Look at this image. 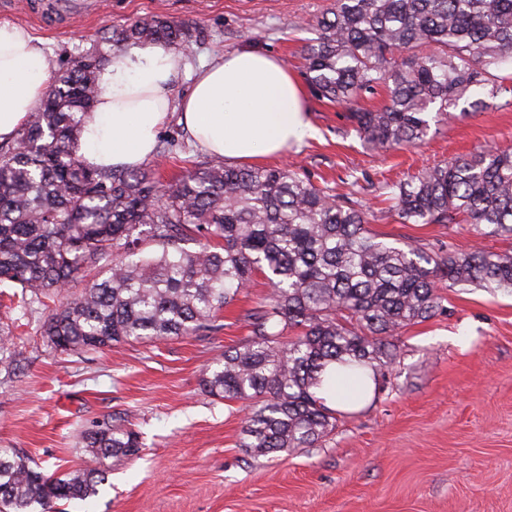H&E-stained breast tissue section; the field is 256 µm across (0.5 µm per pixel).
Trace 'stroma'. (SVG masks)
Returning a JSON list of instances; mask_svg holds the SVG:
<instances>
[{
	"label": "stroma",
	"instance_id": "35a3bbf8",
	"mask_svg": "<svg viewBox=\"0 0 512 512\" xmlns=\"http://www.w3.org/2000/svg\"><path fill=\"white\" fill-rule=\"evenodd\" d=\"M38 0L11 18L42 41L50 65L75 55L102 30L161 15L196 24L188 61L242 48L274 54L302 76L307 26L328 0H106L50 29L33 16ZM312 137L270 164H297L314 183L348 192L378 212L373 228L389 239L431 250L479 246L512 252V240L477 235L467 224H402L382 212L380 186L459 156L512 148V94L492 108L432 124L415 147L378 152L350 131L345 106L307 96ZM161 137L177 136L176 156L159 170L183 175L206 155L178 118ZM264 276L228 305L224 327L208 336L123 343L103 350L56 351L41 334L48 310L0 307L13 323L18 370L0 368V448L27 457L46 474L82 463L81 433L118 415L138 433L134 459L111 460L97 496L67 512H512V293L443 287L442 313L401 329L397 358L376 399L337 413L336 428L314 447L259 456L240 445L239 404L209 396L207 370L247 335L245 315L266 298Z\"/></svg>",
	"mask_w": 512,
	"mask_h": 512
}]
</instances>
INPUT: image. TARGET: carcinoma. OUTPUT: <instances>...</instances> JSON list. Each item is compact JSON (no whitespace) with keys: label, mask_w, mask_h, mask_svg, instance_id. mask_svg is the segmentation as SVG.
I'll return each mask as SVG.
<instances>
[{"label":"carcinoma","mask_w":512,"mask_h":512,"mask_svg":"<svg viewBox=\"0 0 512 512\" xmlns=\"http://www.w3.org/2000/svg\"><path fill=\"white\" fill-rule=\"evenodd\" d=\"M303 48L310 92L348 107L350 130L387 150L423 142L431 123L482 109L512 68V0H332ZM198 28L157 16L114 27L54 70L12 141L0 143V285L30 305L54 296L42 335L59 351L154 343L223 329L220 313L262 274L271 291L246 316L204 389L249 408L241 447L259 455L311 448L336 427L317 389L336 376L386 382L390 338L442 309L439 284L512 288V254L388 242L358 201L298 168L205 161L164 183L154 161L97 168L75 149L112 52L164 43L186 51ZM109 49H104V46ZM380 86L388 99L359 106ZM402 224L465 222L512 238V150L486 149L385 184ZM100 268L73 298L82 270ZM296 332L285 339L288 332ZM89 457L59 476L0 450V512H57L108 482L106 460L138 454L116 415L86 436Z\"/></svg>","instance_id":"obj_1"}]
</instances>
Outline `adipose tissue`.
I'll use <instances>...</instances> for the list:
<instances>
[{
    "instance_id": "1",
    "label": "adipose tissue",
    "mask_w": 512,
    "mask_h": 512,
    "mask_svg": "<svg viewBox=\"0 0 512 512\" xmlns=\"http://www.w3.org/2000/svg\"><path fill=\"white\" fill-rule=\"evenodd\" d=\"M188 71L184 53L162 43L114 53L78 154L99 168L140 166L174 112L201 150L230 162L277 155L313 135L304 89L279 57L252 49L220 56L189 71V92L174 98ZM49 79L48 58L29 29L0 20V142L13 138Z\"/></svg>"
}]
</instances>
